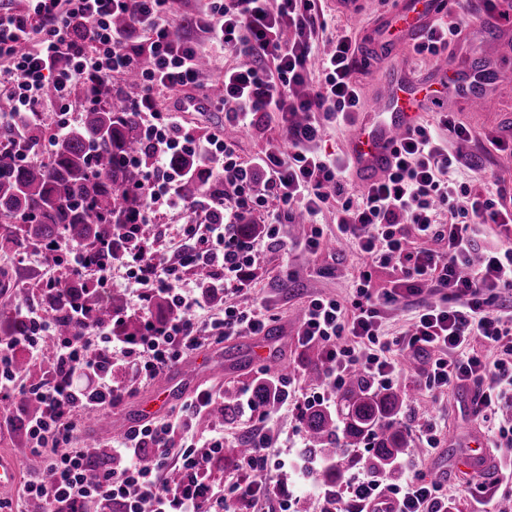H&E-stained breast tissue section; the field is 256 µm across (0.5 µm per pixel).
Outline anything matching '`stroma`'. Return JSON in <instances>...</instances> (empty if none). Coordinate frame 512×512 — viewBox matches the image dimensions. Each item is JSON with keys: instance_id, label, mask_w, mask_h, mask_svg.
<instances>
[{"instance_id": "stroma-1", "label": "stroma", "mask_w": 512, "mask_h": 512, "mask_svg": "<svg viewBox=\"0 0 512 512\" xmlns=\"http://www.w3.org/2000/svg\"><path fill=\"white\" fill-rule=\"evenodd\" d=\"M316 8L324 14L328 24L317 42L319 52L331 51L336 36L351 30L360 52L366 57L355 79L363 102H370L378 91L386 66L384 58L374 52L373 45L384 37L381 23L394 11L395 0H356L350 12L341 9L337 0H318ZM462 38L465 46L454 54V63L461 68L471 53L483 55L496 72L486 89L496 98L498 106L492 111H477L471 109L461 95H450L449 112L470 129L473 137L467 141L449 139L448 149L459 154L462 165H475L489 180L512 190V151L489 153L485 150L487 138L512 139V17L488 14L484 0H473L472 9L463 20ZM280 136L278 115L267 113L250 128L234 131L236 154L240 161H249L256 153L275 144ZM317 222L325 236L334 240V248L315 258L296 250L273 248L264 253L252 273L253 294L269 302L274 314L269 333L281 341L273 358L261 365L254 362L253 350L262 342L258 336H237L209 344L210 365L177 377L181 400H188L202 390L220 394L229 388L239 393L266 374L291 378V398H299L310 389L306 375L320 367L321 359L319 349L303 348L297 343L296 332L303 308L318 296L348 301L354 281L367 263L366 256L354 244L337 239L335 203L323 207ZM42 277V264L0 253V308L18 303L16 291L20 288L28 289L30 298L41 300ZM425 364L422 357L401 363L393 388L403 395L404 404L395 422L411 435L426 416L437 417L443 432L441 443L432 452L420 456L417 468L426 474L443 470L455 512H473L466 488L472 473L464 467L463 461L477 437L483 442L486 462H493L498 450L470 412L471 390L451 387L441 395H432L424 389L418 376ZM112 377L116 383L128 387V395L110 412L109 425L93 427L89 422H81L78 438L95 435L100 443L109 444L114 428L136 424L141 403L151 398L158 387L154 381H131L127 370L118 363L112 368ZM271 425L273 432L267 454L271 461L280 464L275 478L281 492L291 495L295 502H307L309 512H320V500L310 487L300 483L293 471L298 452L306 446L300 413L293 406H285L274 415ZM1 452L13 456L18 478L16 487L0 489V498L15 499L21 493L22 484L42 474L43 466L31 455L24 430L16 426L0 432Z\"/></svg>"}]
</instances>
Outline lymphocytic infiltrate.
I'll return each mask as SVG.
<instances>
[{"label": "lymphocytic infiltrate", "mask_w": 512, "mask_h": 512, "mask_svg": "<svg viewBox=\"0 0 512 512\" xmlns=\"http://www.w3.org/2000/svg\"><path fill=\"white\" fill-rule=\"evenodd\" d=\"M167 4L27 0L23 9L0 4V93L10 101L9 110H0V130L23 135L50 110L56 116L54 133L62 135L79 117L72 106L78 88L97 77L138 72L140 129L153 149L142 182V213L148 217L164 208L186 215L176 232L177 259L150 241L124 245L119 266L136 312L146 313L154 293L166 295L176 311L166 324L148 325L139 339L108 335L92 326L90 314H79L80 332L58 341L54 374L25 388L18 383L14 357L21 352L42 360L43 342L55 335V324L39 302L18 304L28 330L0 342V400L22 393L41 405L25 430L30 453L50 449L53 474L49 483L28 480L25 497L42 500L46 512H94L114 505L119 512H141L146 501L151 512H235L240 503L274 496L279 512H289L264 455L267 437H259L254 451L242 458L234 480L222 487L213 482L210 460L224 449V430L202 437L193 432L194 418L217 404L211 392H199L172 419L130 428L106 449L74 447L75 418L111 411L123 399L124 387L112 379L115 360L123 361L133 379L148 381L210 342L265 335L272 320L269 304L242 300L251 289L248 273L266 246L281 244L279 226L297 211L312 225L294 247L316 254L323 230L315 219L331 197L339 236L355 242L372 264H395L399 276L392 287L377 290L365 270L350 303L331 297L309 301L298 343L320 346L327 387L341 389L356 370L372 386L391 387L400 359L427 353L425 388L436 393L453 383L472 387L473 412L490 423L496 407L512 404V198L485 175L461 174L460 159L449 152L442 132L448 128L467 140L471 131L445 118L433 129L418 126L399 141L384 179L350 192L349 157L320 156L309 146L320 139L325 122L351 125L361 110L351 32L339 35L334 51L320 58L313 42L322 26L315 0H213L210 14L196 18L195 25L207 33L210 46L241 58L225 69L224 92L215 102L225 127L275 112L286 140L240 162L223 129L203 136L182 117L214 102L200 93L204 48L172 31ZM118 13L127 14L128 27L114 26ZM144 54L152 64L141 70L137 61ZM62 55L70 59L64 69L57 66ZM173 93L182 94L180 106L159 111V96ZM175 154L216 161L220 190L203 186L185 202L179 174L166 166ZM269 200L274 208L263 219L266 243H246L236 225ZM446 212L447 224L441 221ZM485 224L496 225L499 238L479 252L474 239ZM413 237L440 240L445 247L413 248ZM198 266L210 268V290L188 277ZM427 288L438 292V300H422ZM214 290L226 297L219 312L209 306ZM397 304L411 305L412 315L407 329L392 336L382 327L380 309ZM476 342L485 354L472 353ZM173 464L184 474L177 485L166 480ZM385 494L396 503L395 512H448L451 502L447 485L414 469L390 486L364 470L346 480L344 491L327 490L323 498L328 505L345 500L355 512H369V504Z\"/></svg>", "instance_id": "1"}]
</instances>
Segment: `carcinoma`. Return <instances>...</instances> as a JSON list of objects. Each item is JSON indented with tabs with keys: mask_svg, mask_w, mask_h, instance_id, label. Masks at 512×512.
I'll return each instance as SVG.
<instances>
[{
	"mask_svg": "<svg viewBox=\"0 0 512 512\" xmlns=\"http://www.w3.org/2000/svg\"><path fill=\"white\" fill-rule=\"evenodd\" d=\"M137 97L136 93L120 97L105 77L87 82L73 101L74 109L82 113L81 122L54 141L42 164L21 161L11 141L0 145V224L14 225L0 236V252L35 245L44 250L47 260L59 263L61 256L52 245L65 238L85 248L90 265H104L120 260L121 244L112 241L115 226L141 238L154 236L153 225L139 219L141 181L152 164V155L140 133ZM52 127L53 116L47 114L22 149L41 141ZM168 165L186 173L182 184L186 200L194 199L203 184L215 185L196 157L177 154L169 158ZM105 242L110 244L108 254L99 251ZM46 303L60 336L79 330L72 318V303L91 310L92 323L111 335L135 340L145 329L141 317L123 314L120 295L102 301L81 275L68 278L62 288L47 294ZM148 308L158 323L173 315L160 295H151ZM274 397L272 382L265 379L253 384L252 398L257 407L269 406ZM14 406L25 421L41 412L40 405L25 396L16 397ZM400 407L399 394L375 389L361 374L354 373L338 392L336 408H307L302 415L307 452L327 462L317 471V479L337 482L346 467L359 463L374 474L393 472L394 464L409 447L407 435L395 426ZM238 411L236 394L229 391L213 412L200 417V423L232 420ZM363 442L370 445L368 456H348V449Z\"/></svg>",
	"mask_w": 512,
	"mask_h": 512,
	"instance_id": "carcinoma-1",
	"label": "carcinoma"
}]
</instances>
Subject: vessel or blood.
<instances>
[{
    "mask_svg": "<svg viewBox=\"0 0 512 512\" xmlns=\"http://www.w3.org/2000/svg\"><path fill=\"white\" fill-rule=\"evenodd\" d=\"M446 4L447 0H403L396 10L394 28L397 42L405 45L422 38L431 18ZM449 81L464 93L474 109H494V97L473 80L464 77L459 70L438 68L434 84ZM432 102V96L424 92L421 84L406 77L400 62H392L391 74L384 81L378 98L355 124L348 141V153L362 183H370L390 170L396 142L417 126L422 112ZM178 397L176 387L162 385L141 407V417L151 418L167 411Z\"/></svg>",
    "mask_w": 512,
    "mask_h": 512,
    "instance_id": "vessel-or-blood-1",
    "label": "vessel or blood"
}]
</instances>
